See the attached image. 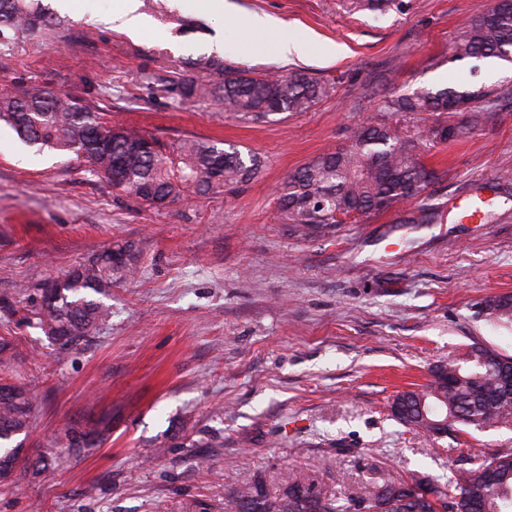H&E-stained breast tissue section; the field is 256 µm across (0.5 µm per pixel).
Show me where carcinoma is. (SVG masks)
Masks as SVG:
<instances>
[{
  "label": "carcinoma",
  "instance_id": "carcinoma-1",
  "mask_svg": "<svg viewBox=\"0 0 512 512\" xmlns=\"http://www.w3.org/2000/svg\"><path fill=\"white\" fill-rule=\"evenodd\" d=\"M61 25L42 0H0V48L27 34L48 35ZM493 58L512 63V0L466 20L452 48L451 60ZM210 80L187 78L180 83L185 99L212 100L224 111L254 117L279 112H306L325 97L326 85L303 70L288 75L254 73L224 64L211 55L198 62ZM490 92L476 84L435 88L383 100L390 112L469 113L466 126L443 125L429 130L441 143L462 138L481 124L492 109ZM30 143L73 154L85 172L107 182L148 207L174 202L186 193H218L251 179L258 160L219 141L182 142L173 148L133 128L112 123L106 113L73 94L22 91L0 96V122ZM423 142L402 137L388 125L365 123L348 144L322 153L288 176L280 205L295 233L304 238L328 235L342 224L337 215L361 218L421 196L436 174L422 161ZM435 212L416 207L406 224H431ZM134 244L124 242L96 254L62 277L49 280L39 310L47 336L68 346L93 336L111 316L97 299L112 284L134 275ZM482 313L493 324H512V295L490 297ZM512 357L474 344L463 354L431 369L429 383L400 391L390 410L406 427L438 439L461 432L512 430ZM33 412V399L20 385L0 382V481L18 465ZM107 425L74 426L68 447L79 449L104 437ZM470 467L438 484L417 472L388 479L342 509L313 487L294 484L277 496L260 485L238 493L240 512H444L448 500L455 512H512V448L472 454Z\"/></svg>",
  "mask_w": 512,
  "mask_h": 512
}]
</instances>
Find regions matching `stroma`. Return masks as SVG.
Returning a JSON list of instances; mask_svg holds the SVG:
<instances>
[{
    "label": "stroma",
    "instance_id": "35a3bbf8",
    "mask_svg": "<svg viewBox=\"0 0 512 512\" xmlns=\"http://www.w3.org/2000/svg\"><path fill=\"white\" fill-rule=\"evenodd\" d=\"M66 17L59 41L29 36L0 52V92L42 89L97 102L112 119L167 144L214 140L257 155L249 181L162 208L85 173L72 156L28 145L0 123V339L11 381L35 406L23 461L0 481V512H238L236 490L269 495L302 484L340 504L410 471L448 481L467 454L512 446V431L460 433L457 454L390 415L393 396L428 383L431 367L472 344L512 356V326L483 300L512 294V64L450 62L462 24L489 0H231L232 18L177 0H140L149 28L106 24L117 0H43ZM254 13L310 35L307 57L276 60L274 32ZM255 72L305 70L329 94L306 112L255 120L183 99L193 59L212 52ZM345 46L329 57L330 44ZM496 101L483 126L429 148L439 178L421 197L434 223L404 205L302 239L279 204L288 176L347 144L365 122L413 137L467 115L382 110L384 98L461 83ZM491 197L461 220L457 198ZM118 241L138 273L113 284L109 321L60 347L37 312L49 279ZM110 421L107 437L35 466L65 429Z\"/></svg>",
    "mask_w": 512,
    "mask_h": 512
}]
</instances>
